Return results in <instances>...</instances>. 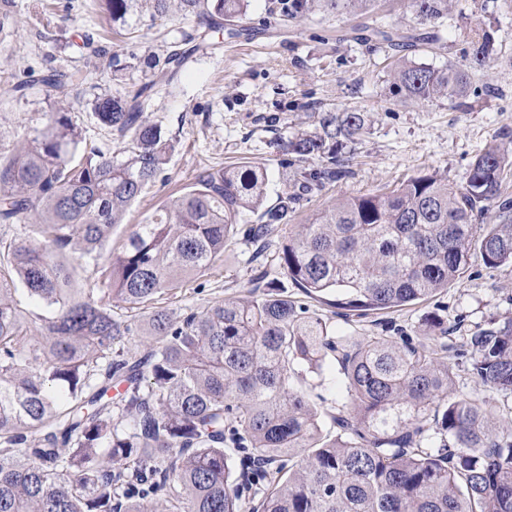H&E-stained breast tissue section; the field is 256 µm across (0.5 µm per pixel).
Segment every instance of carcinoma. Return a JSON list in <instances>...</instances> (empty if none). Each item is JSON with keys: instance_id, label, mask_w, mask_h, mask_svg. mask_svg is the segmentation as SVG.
<instances>
[{"instance_id": "obj_1", "label": "carcinoma", "mask_w": 512, "mask_h": 512, "mask_svg": "<svg viewBox=\"0 0 512 512\" xmlns=\"http://www.w3.org/2000/svg\"><path fill=\"white\" fill-rule=\"evenodd\" d=\"M155 12L207 18L192 37L211 45L247 0H152ZM379 0H288L291 23L316 11L364 18L354 40L401 52L436 45L449 0H409L422 31L380 28ZM464 63L435 67L398 57L386 79L401 101L467 105L471 72L494 51L485 27L469 32ZM175 51L150 68H180ZM44 87L64 93L52 70ZM156 82L123 96L100 94L94 115L120 143L109 156L84 140L56 100L27 146L0 158V223L26 237L0 236V512H243L238 480L251 470L250 512H512V430L496 427L494 398L448 399V327L425 325L440 343L402 335H336L332 317L309 314L256 268L249 296L192 309L178 319L148 314L158 341L127 347L132 324L112 314L209 270L247 229L262 256L268 232L290 223L303 194L351 176L368 129L364 112L313 113L310 130L281 140L292 178L264 206L266 169L201 171L195 182L129 236L99 268L102 287L75 286L72 262L98 264L129 206L164 172L175 145L149 118ZM512 158L490 145L460 187L412 177L388 194L340 197L315 214L279 253L289 280L310 299L359 317L401 310L447 289L474 252L512 264V198L502 194ZM496 204V223L475 224ZM35 223L29 224L27 220ZM24 290L51 312L31 335L12 295ZM470 372L512 394V319L472 330L463 341ZM343 376L345 402L323 430L322 411L293 377L319 373L328 356Z\"/></svg>"}]
</instances>
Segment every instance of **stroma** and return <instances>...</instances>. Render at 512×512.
I'll return each mask as SVG.
<instances>
[{
    "mask_svg": "<svg viewBox=\"0 0 512 512\" xmlns=\"http://www.w3.org/2000/svg\"><path fill=\"white\" fill-rule=\"evenodd\" d=\"M277 3L249 0L242 20L247 34L224 38L213 53L191 58L169 92L157 98L149 117L174 139L176 149L165 180L150 184L132 203L109 247L120 252L136 225L206 168L265 167V202L274 204L284 177L278 138L310 125L311 107L357 109L369 113L372 123L350 164L351 176L307 195L296 224L275 225L262 256L269 278L280 282L285 295L313 310L316 302L294 287L277 261L297 224L336 198L386 193L413 176L435 173L449 185H461L471 162L492 143L512 156V0H452L439 27L440 48L420 53L437 67L462 62L470 28L492 25L502 49L472 73L474 92L466 111L448 100L424 105L393 101L385 91L391 62L386 48L336 41L337 32L356 25V17L317 13L295 24L272 15ZM8 5L13 22L0 28V82L32 81L50 68L83 71L84 84L67 89L64 105L84 138L110 156L117 155L119 145L93 114L95 96L124 93L146 75L164 81L161 71L147 70L146 59L165 56L174 41L199 24L193 15L159 17L151 0H131L126 14L114 22L105 19L98 0H8ZM88 37L116 56L117 67L89 66L90 51L83 46ZM49 109L37 87L24 97L0 95V155L34 138ZM253 251L243 235L234 236L210 270L157 297L155 306L177 318L227 298L246 297ZM429 311L439 312L459 336L491 320L512 318V265L490 267L472 257L462 277L430 300L365 318L339 317L336 330L352 342L373 333H404L430 346L434 340L421 326ZM293 384L319 398L327 412H336L344 402L337 367L294 378Z\"/></svg>",
    "mask_w": 512,
    "mask_h": 512,
    "instance_id": "35a3bbf8",
    "label": "stroma"
}]
</instances>
